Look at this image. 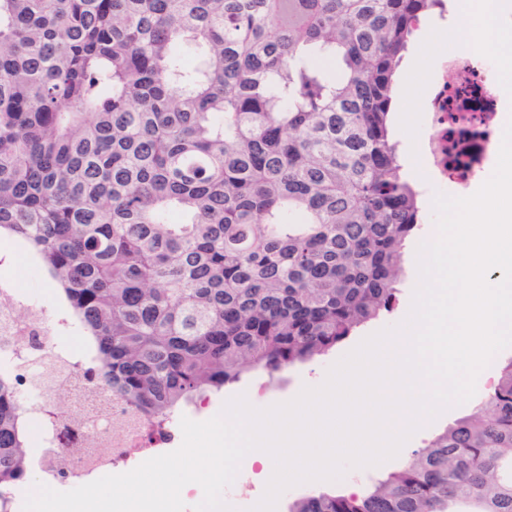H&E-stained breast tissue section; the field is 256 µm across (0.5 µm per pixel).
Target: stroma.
Masks as SVG:
<instances>
[{"label":"stroma","mask_w":512,"mask_h":512,"mask_svg":"<svg viewBox=\"0 0 512 512\" xmlns=\"http://www.w3.org/2000/svg\"><path fill=\"white\" fill-rule=\"evenodd\" d=\"M411 45L420 46L418 38H411ZM421 48V65L411 71L407 78L409 88L407 98L401 110V119L394 129L399 143V151L406 167L416 168L421 178L430 183L431 192H447L448 184L439 179L429 170L424 162V151L430 134V114L426 110L428 93L440 73L434 70L432 57L434 54H446L449 51L446 42L437 41ZM422 219L420 228L415 231L405 246L404 267L406 277L400 286L399 301L395 310L358 330L354 336L337 345L328 355L318 357L304 364H297L285 369L280 382H270L266 373L255 371L247 374L242 380L228 388L222 394L211 397L208 408L197 410L187 409L186 417L195 421H206L219 414L227 398L236 394H248L252 397L254 407L261 408L269 403H286L294 398L295 392L305 386H318L326 377L328 369L338 358L352 351L366 337L377 331L400 324L410 312L412 297L418 282L417 249L423 240V233L435 226L434 211L431 200H423L421 206ZM13 277L18 281L27 297L35 303L42 304L47 311H54L57 304V290L44 276L43 272L30 265L27 256H19L12 270ZM473 402L453 405L444 410L437 418L421 426L409 439L405 455L383 462L375 468L373 474H355L353 481L356 486L367 485L371 475H382L401 468L407 461V453L424 447L425 443L455 423L461 417L471 413Z\"/></svg>","instance_id":"obj_1"}]
</instances>
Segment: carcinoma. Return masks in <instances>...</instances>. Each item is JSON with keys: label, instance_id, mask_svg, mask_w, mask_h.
<instances>
[{"label": "carcinoma", "instance_id": "carcinoma-1", "mask_svg": "<svg viewBox=\"0 0 512 512\" xmlns=\"http://www.w3.org/2000/svg\"><path fill=\"white\" fill-rule=\"evenodd\" d=\"M443 0H0V237L90 347L73 373L143 421L327 354L394 311L419 224L387 124ZM48 417L66 413L55 375ZM0 377V508L26 476ZM289 512H512V358L406 464Z\"/></svg>", "mask_w": 512, "mask_h": 512}]
</instances>
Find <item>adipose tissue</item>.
Masks as SVG:
<instances>
[{
  "instance_id": "1",
  "label": "adipose tissue",
  "mask_w": 512,
  "mask_h": 512,
  "mask_svg": "<svg viewBox=\"0 0 512 512\" xmlns=\"http://www.w3.org/2000/svg\"><path fill=\"white\" fill-rule=\"evenodd\" d=\"M455 17L449 43H465L478 56L495 55L501 70L512 73V0H456Z\"/></svg>"
}]
</instances>
